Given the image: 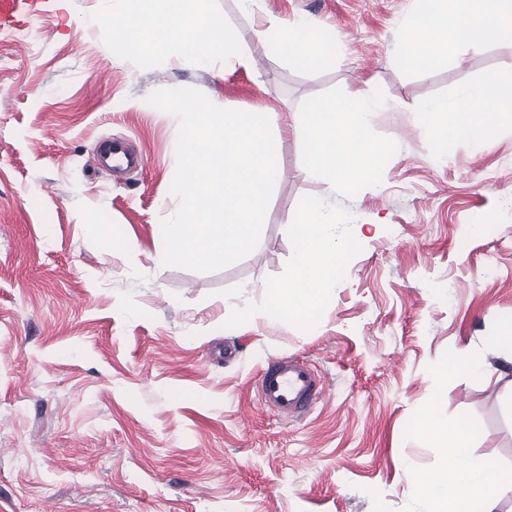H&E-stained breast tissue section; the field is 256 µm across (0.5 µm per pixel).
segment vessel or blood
Here are the masks:
<instances>
[{
	"label": "vessel or blood",
	"mask_w": 512,
	"mask_h": 512,
	"mask_svg": "<svg viewBox=\"0 0 512 512\" xmlns=\"http://www.w3.org/2000/svg\"><path fill=\"white\" fill-rule=\"evenodd\" d=\"M47 0H0V29L43 12ZM255 392L261 407L283 422H298L313 412L324 397L316 369L292 356L271 358L258 375Z\"/></svg>",
	"instance_id": "vessel-or-blood-1"
}]
</instances>
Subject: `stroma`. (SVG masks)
<instances>
[{
    "label": "stroma",
    "mask_w": 512,
    "mask_h": 512,
    "mask_svg": "<svg viewBox=\"0 0 512 512\" xmlns=\"http://www.w3.org/2000/svg\"><path fill=\"white\" fill-rule=\"evenodd\" d=\"M111 6L53 0L0 33V512H427L409 472L439 462L414 433L428 413L466 422L473 454L512 472V363L492 344L512 316V116L480 147L439 145L416 117L507 69L512 45L413 64L397 47L419 0H259L250 12L210 0L250 69L220 51L207 67L142 64L113 57L92 24ZM301 20L329 33V60L254 35ZM179 87L267 112L282 135L256 249L209 272L161 263L179 120L145 98ZM360 88L382 103L366 122L389 147L384 164L368 180L311 183L308 106ZM107 139L143 169L101 167ZM311 202L335 212L329 239L351 248L304 320L269 298L293 274L289 228ZM464 345L480 371L450 369ZM280 355L325 381L322 403L288 425L255 400Z\"/></svg>",
    "instance_id": "obj_1"
}]
</instances>
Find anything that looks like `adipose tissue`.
I'll use <instances>...</instances> for the list:
<instances>
[{"mask_svg":"<svg viewBox=\"0 0 512 512\" xmlns=\"http://www.w3.org/2000/svg\"><path fill=\"white\" fill-rule=\"evenodd\" d=\"M431 4L428 22L414 27L398 47L407 61L435 64L461 46L512 44V0H431ZM95 23L108 31L112 49L119 56L144 61L162 56L201 64L220 49L235 65L245 69L251 65L240 48L237 31L209 9L208 0H116L111 11L97 16ZM256 35L300 59L328 56L329 41L323 30L304 21L292 27L260 29ZM378 106L362 89L355 93L352 107L326 110L311 106L305 177L312 181L369 178L388 153L385 145L368 135L364 124L365 113ZM511 112L512 71L492 70L453 100L424 103L417 116L438 143L478 145L494 137L503 114ZM335 221V214L313 203L307 205L293 234V275L270 293L275 309L302 315L311 295H323L334 287L336 270L328 259V228ZM303 279L308 289L299 288ZM414 430L447 451L436 470L410 474L416 491L430 503V512H498L502 495L512 491V475L503 476L491 460L472 453L464 425L427 414L416 421Z\"/></svg>","mask_w":512,"mask_h":512,"instance_id":"ef3b65f1","label":"adipose tissue"}]
</instances>
